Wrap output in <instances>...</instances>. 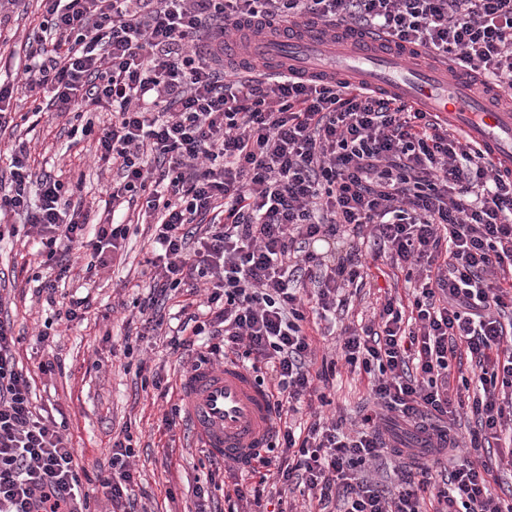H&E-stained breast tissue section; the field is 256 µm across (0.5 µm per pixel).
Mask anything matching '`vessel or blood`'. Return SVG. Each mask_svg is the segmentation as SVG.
I'll list each match as a JSON object with an SVG mask.
<instances>
[{
    "label": "vessel or blood",
    "mask_w": 512,
    "mask_h": 512,
    "mask_svg": "<svg viewBox=\"0 0 512 512\" xmlns=\"http://www.w3.org/2000/svg\"><path fill=\"white\" fill-rule=\"evenodd\" d=\"M249 52L288 62L297 73H336L355 85L395 93L403 102L447 115L465 136L484 146L496 165L512 169V112L494 107L467 72L413 64L409 49L376 32L335 37L321 28L252 38ZM185 415L200 447L216 460L242 463L266 446L275 424L266 394L250 370L232 360L190 372L183 380Z\"/></svg>",
    "instance_id": "1"
}]
</instances>
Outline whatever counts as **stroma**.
Wrapping results in <instances>:
<instances>
[{
  "instance_id": "stroma-1",
  "label": "stroma",
  "mask_w": 512,
  "mask_h": 512,
  "mask_svg": "<svg viewBox=\"0 0 512 512\" xmlns=\"http://www.w3.org/2000/svg\"><path fill=\"white\" fill-rule=\"evenodd\" d=\"M37 25V16L30 10L0 23V30L12 37L9 51L0 53V76L14 73L18 59L25 56L26 38L35 33ZM32 116L33 126L0 133V147L9 148L18 137L27 139L40 170L66 181L83 173V204L105 199L112 171L95 166L89 141L74 142L68 116L52 110ZM150 250V231L142 224L129 236L124 261L101 270L95 282L86 278L85 259L75 260L64 292L87 297L90 317L69 327L53 322L52 307L35 292L32 277L37 264L30 248L13 237L1 240L0 268L15 273L16 279L0 291V311L8 315L21 339L17 357L31 378L37 408L66 422L79 466L91 474L107 466L113 437L129 429L134 447L130 462L140 473L135 489L139 508L143 512H195V490L209 473L208 454L193 441L187 425L163 433L168 405L156 399L154 389L144 386L136 373L142 359L151 370L164 374L189 370L190 362L179 359L162 336L140 340L138 357L127 359L121 352L125 338L136 335L141 325L132 301L150 285L145 264ZM373 250L367 243L360 246L366 279L348 311L337 315L335 324L309 325L318 354L334 355L342 328L360 318L370 319L386 293L403 298L411 293L413 286L404 272L386 260H373ZM48 320L53 323L54 341L47 347L38 343L37 335ZM47 359L54 360L55 368L44 374L39 364ZM329 398V405L322 408L324 416L356 420L363 407L373 404L367 375L337 366L336 387Z\"/></svg>"
}]
</instances>
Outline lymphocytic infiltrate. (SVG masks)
<instances>
[{"instance_id":"lymphocytic-infiltrate-1","label":"lymphocytic infiltrate","mask_w":512,"mask_h":512,"mask_svg":"<svg viewBox=\"0 0 512 512\" xmlns=\"http://www.w3.org/2000/svg\"><path fill=\"white\" fill-rule=\"evenodd\" d=\"M27 64L0 83V128L15 92L45 95L93 138L99 162L116 167L104 216L72 204L69 189L38 172L26 143L0 167V223L19 216L42 247L35 275L55 317L84 321L85 299H57L73 249L91 248L85 271L124 253L135 208L154 219L152 285L135 305L142 333L159 335L165 305L204 293L170 339L192 368L230 358L251 369L277 429L225 490V512L274 503L303 488L326 512H512V494L492 495L494 468L512 470V177L447 119L335 78L275 72L266 60L224 55V39L274 33L275 21L327 31L377 29L422 51L424 62L469 70L512 105V0H40ZM110 114L95 124L93 112ZM370 232L390 264L431 270L412 300L387 297L378 322L345 331L337 359L316 361L310 316L344 305L363 278L356 250L333 263L318 241ZM19 342L0 319V512H91L81 497L74 450L61 424L37 411L16 357ZM475 362L451 392L459 349ZM369 377L375 410L357 430L343 420L299 429L303 398L325 400L337 363ZM470 410L472 455L442 478L430 464L398 486L371 482L386 414L431 424L455 451L456 416ZM507 442L497 467L479 450ZM134 455L112 444L111 474L98 482L112 512H137Z\"/></svg>"}]
</instances>
